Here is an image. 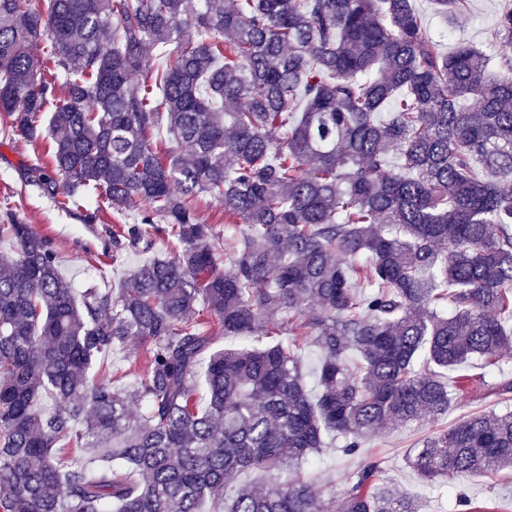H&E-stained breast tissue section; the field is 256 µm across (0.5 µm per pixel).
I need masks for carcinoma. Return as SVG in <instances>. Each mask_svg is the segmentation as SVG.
<instances>
[{
	"label": "carcinoma",
	"mask_w": 512,
	"mask_h": 512,
	"mask_svg": "<svg viewBox=\"0 0 512 512\" xmlns=\"http://www.w3.org/2000/svg\"><path fill=\"white\" fill-rule=\"evenodd\" d=\"M46 2L0 0V135L50 140L26 181L134 212L113 252L162 236L170 255L79 301L48 238L0 224L17 246L0 269V512H420L376 460L341 493L231 486L413 423L432 425L405 454L428 482L512 469V408L436 426L480 389L512 394L511 376L444 380L512 359V58L492 81L482 51L442 53L412 0ZM497 36L512 47V11ZM219 334L254 343L215 349ZM135 337L146 374L119 387L104 356ZM195 211L202 224H213L215 232L224 239L230 231L224 232V212L223 206L207 196L195 198Z\"/></svg>",
	"instance_id": "cac0c4a2"
}]
</instances>
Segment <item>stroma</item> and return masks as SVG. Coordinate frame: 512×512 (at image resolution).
<instances>
[{
	"mask_svg": "<svg viewBox=\"0 0 512 512\" xmlns=\"http://www.w3.org/2000/svg\"><path fill=\"white\" fill-rule=\"evenodd\" d=\"M414 7L425 37L439 40L442 52H451L461 44L476 47L487 55L491 77L505 74L506 52L497 42L495 32L500 15L512 11V0H467L465 11L452 25L439 13L434 0H414ZM47 161L44 142L0 138V212L12 209L16 217L51 240L59 271L73 288L81 289L90 283L120 286L143 256L124 252L108 257L107 230L112 225L129 222V215L106 212L91 224L87 217L97 206L95 197L64 206L39 185L24 181V168ZM426 432V427L417 424L387 428L368 437L361 450L352 455L341 452L338 445H329L299 476L317 478L340 490L347 476L373 457L381 460L388 481L421 501L422 512H463L458 504L463 497L489 505L492 512H512V471L504 472L499 478L466 477L448 488L426 483L409 468L404 454Z\"/></svg>",
	"mask_w": 512,
	"mask_h": 512,
	"instance_id": "stroma-1",
	"label": "stroma"
}]
</instances>
